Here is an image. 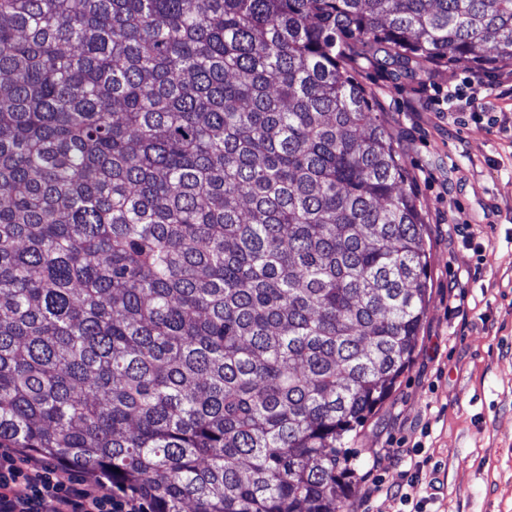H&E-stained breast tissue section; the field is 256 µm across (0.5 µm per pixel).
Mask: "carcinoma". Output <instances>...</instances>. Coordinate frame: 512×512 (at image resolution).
Wrapping results in <instances>:
<instances>
[{
	"mask_svg": "<svg viewBox=\"0 0 512 512\" xmlns=\"http://www.w3.org/2000/svg\"><path fill=\"white\" fill-rule=\"evenodd\" d=\"M353 45L512 65V0H0V448L338 512L428 280Z\"/></svg>",
	"mask_w": 512,
	"mask_h": 512,
	"instance_id": "1",
	"label": "carcinoma"
}]
</instances>
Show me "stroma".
<instances>
[{
  "mask_svg": "<svg viewBox=\"0 0 512 512\" xmlns=\"http://www.w3.org/2000/svg\"><path fill=\"white\" fill-rule=\"evenodd\" d=\"M349 69L398 148L430 267L417 349L350 444L342 512H512V67L404 73L365 53ZM477 79L481 105L449 106ZM411 475L409 503L365 494Z\"/></svg>",
  "mask_w": 512,
  "mask_h": 512,
  "instance_id": "obj_1",
  "label": "stroma"
}]
</instances>
